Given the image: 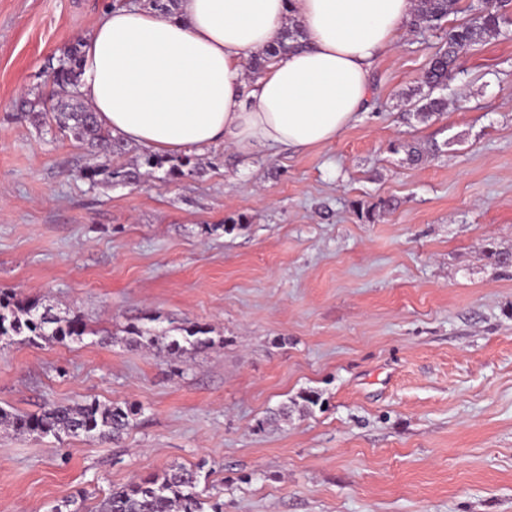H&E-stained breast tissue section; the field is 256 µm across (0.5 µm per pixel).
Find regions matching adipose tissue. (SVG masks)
Listing matches in <instances>:
<instances>
[{
    "instance_id": "1",
    "label": "adipose tissue",
    "mask_w": 512,
    "mask_h": 512,
    "mask_svg": "<svg viewBox=\"0 0 512 512\" xmlns=\"http://www.w3.org/2000/svg\"><path fill=\"white\" fill-rule=\"evenodd\" d=\"M413 10L414 0H180L163 12L116 0L82 42L80 92L104 127L154 152L305 153L366 108L371 68ZM290 17L305 49L249 77L247 59Z\"/></svg>"
}]
</instances>
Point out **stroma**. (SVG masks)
Instances as JSON below:
<instances>
[{"label": "stroma", "instance_id": "1", "mask_svg": "<svg viewBox=\"0 0 512 512\" xmlns=\"http://www.w3.org/2000/svg\"><path fill=\"white\" fill-rule=\"evenodd\" d=\"M109 3L0 0V292L91 330L0 341V408L142 412L116 443L0 429V512H95L179 464L224 512H512V268L486 257L512 251V26L462 53L429 118L411 98L442 34L422 28L327 145L217 144L176 179L93 183L96 156L20 105ZM152 317L213 343L130 346ZM310 392V413L266 423Z\"/></svg>", "mask_w": 512, "mask_h": 512}]
</instances>
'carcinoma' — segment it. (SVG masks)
<instances>
[{"label":"carcinoma","mask_w":512,"mask_h":512,"mask_svg":"<svg viewBox=\"0 0 512 512\" xmlns=\"http://www.w3.org/2000/svg\"><path fill=\"white\" fill-rule=\"evenodd\" d=\"M418 5L409 25L439 29L449 15L459 11L461 0H417ZM503 0H480L467 22L448 28L444 44L428 61L422 85L428 93L420 98L416 112L423 117L443 112L448 102L434 97L436 89L448 85L457 69L460 54L466 49L482 44L499 34L502 28L512 25V18L502 12ZM299 26L286 27L281 36L261 53L247 62L253 74L263 71L269 61L300 46ZM81 44L73 43L64 52L59 66L53 71V90L50 98L40 95L26 101L25 115L33 124H43L48 115L56 118L61 131L71 134L91 151L105 154V160L85 170V177L95 181L121 179L133 183L140 178L141 168L152 171L163 167V159L155 154H145L134 168L122 170L112 167L114 154L125 152L123 141L112 137V132L102 126L93 110L79 100L76 87L80 79ZM181 335L168 337L167 353L172 358L181 356L187 347L204 348L210 344L208 330L192 324L180 328ZM88 334L81 316L70 317L55 313L50 306L38 301L11 302L0 296V339L14 337L36 344L38 341L63 343L80 341ZM127 334L129 342L137 348L148 349L159 345L163 336L155 329L132 325ZM140 408L127 403L102 404L96 400L73 405H50L39 414H22L0 409V425L10 426L37 439L66 435L92 440H119L136 426ZM197 470L177 465L160 475L133 481L116 488L103 498L98 512H224V504L210 500L205 490L199 489Z\"/></svg>","instance_id":"1"}]
</instances>
